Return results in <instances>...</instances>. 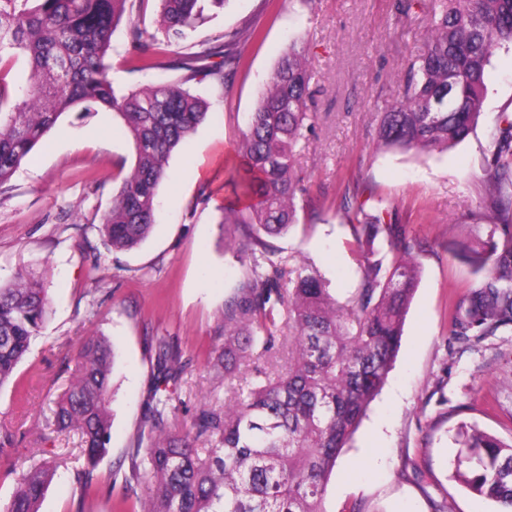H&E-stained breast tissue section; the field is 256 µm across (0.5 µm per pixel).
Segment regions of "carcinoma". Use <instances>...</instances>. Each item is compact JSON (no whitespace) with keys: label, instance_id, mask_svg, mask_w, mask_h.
I'll return each mask as SVG.
<instances>
[{"label":"carcinoma","instance_id":"1","mask_svg":"<svg viewBox=\"0 0 512 512\" xmlns=\"http://www.w3.org/2000/svg\"><path fill=\"white\" fill-rule=\"evenodd\" d=\"M208 1L161 0L157 32L134 24V71L184 69L175 81L119 91L111 83L112 35L132 0H0V187L53 130L61 116L107 109L124 123L135 149L134 167L101 219L109 251L140 245L154 227L156 192L171 153L207 118L209 105L185 84L197 76L224 86L237 52L223 43L194 53L190 61L158 60L194 30ZM423 50L407 62L397 99L380 113L379 145L431 153L465 140L481 115L485 74L493 52L512 43V0H435L422 33ZM214 56L221 61L213 62ZM28 73V89L11 93L15 65ZM312 73L304 44L292 41L271 73L236 147L224 163V223L243 227L238 251L266 247L261 234L285 233L298 221V195L306 191L297 168L298 147L312 120ZM486 238L463 254L487 273L468 295L465 315L452 321L466 336L512 319V120L491 131ZM353 230L362 284L345 302L310 264L286 260L254 263L224 308V382L234 395L226 404L204 399L190 425H174L187 370L175 340L156 337L155 364L143 400L140 425L128 454V488L151 484L140 512H326L323 503L342 448L380 393L395 362L404 320L420 279V264L402 224L386 220L379 206L343 204ZM48 297L29 278L0 283V389L13 377L31 341L44 329ZM288 350L269 373L265 357ZM76 373L57 402L54 425L76 429L84 443L79 495L96 490L93 472L107 454L114 353L102 337L76 344ZM253 365L255 380L236 382L237 366ZM456 471L480 495L512 508V443L475 428H461ZM56 466L26 469L13 462L16 488L5 512H39Z\"/></svg>","mask_w":512,"mask_h":512}]
</instances>
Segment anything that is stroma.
Segmentation results:
<instances>
[{
	"label": "stroma",
	"mask_w": 512,
	"mask_h": 512,
	"mask_svg": "<svg viewBox=\"0 0 512 512\" xmlns=\"http://www.w3.org/2000/svg\"><path fill=\"white\" fill-rule=\"evenodd\" d=\"M227 0L206 7L203 20L177 50L196 51L222 32L242 37V59L229 83L193 80L210 117L169 159L157 190L156 225L139 246L104 248L98 226L114 190L135 162L121 119L109 112L62 116L54 130L0 188V282L31 272L44 284L49 314L15 378L27 391L16 404L0 390V427L15 430L12 457L51 460L54 479L40 512H115L124 503L131 440L152 370L151 336L175 337L187 370L179 425L189 424L202 396L223 391L216 359L224 346V306L238 292L249 259L230 245L240 238L225 223L224 160L281 54L303 40L313 71L315 118L297 163L307 176L299 222L269 237L271 259L313 265L338 300L361 280L344 200L383 198L406 225L421 264L420 283L406 315L399 352L329 480L326 512H501L498 502L471 491L456 476L454 441L467 425L512 442V323L483 338L451 332L458 304L485 275L461 255L484 235L482 163L492 151L490 128L512 117V44L501 46L485 75L482 114L470 135L443 153L399 152L379 146L376 112L398 94L407 60L421 52L417 35L433 0ZM161 6L122 20L112 37L109 78L129 89L180 78V71H130L128 30H156ZM220 157H213L214 147ZM211 159L213 176L196 175ZM104 334L115 352L109 452L94 471L96 496L79 502L76 471L84 464L77 432L54 433L55 403L75 363L67 345Z\"/></svg>",
	"instance_id": "35a3bbf8"
}]
</instances>
